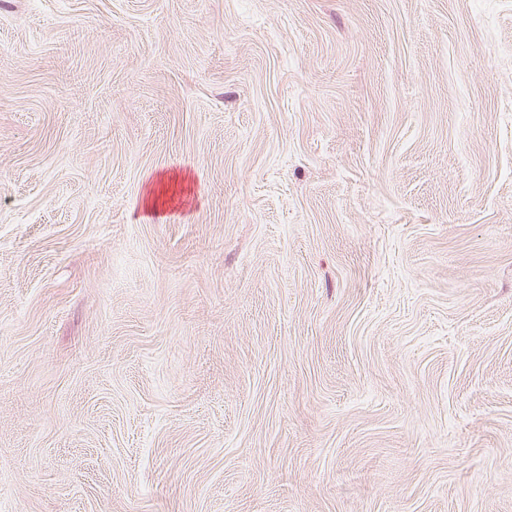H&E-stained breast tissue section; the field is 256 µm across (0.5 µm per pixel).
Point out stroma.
Here are the masks:
<instances>
[{"instance_id": "1", "label": "stroma", "mask_w": 512, "mask_h": 512, "mask_svg": "<svg viewBox=\"0 0 512 512\" xmlns=\"http://www.w3.org/2000/svg\"><path fill=\"white\" fill-rule=\"evenodd\" d=\"M0 512H512V0H0Z\"/></svg>"}]
</instances>
